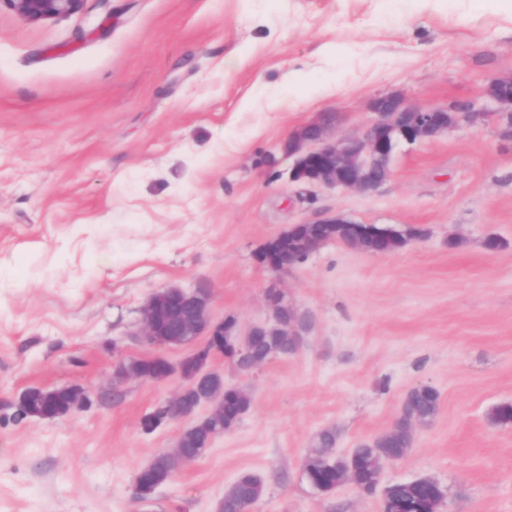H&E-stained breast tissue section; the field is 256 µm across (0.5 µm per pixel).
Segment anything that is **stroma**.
Returning a JSON list of instances; mask_svg holds the SVG:
<instances>
[{
    "instance_id": "1",
    "label": "stroma",
    "mask_w": 512,
    "mask_h": 512,
    "mask_svg": "<svg viewBox=\"0 0 512 512\" xmlns=\"http://www.w3.org/2000/svg\"><path fill=\"white\" fill-rule=\"evenodd\" d=\"M512 79V0H85L28 22L0 0V512H216L258 476L248 512H382L352 482L323 493L303 469L315 435L348 455L387 431L408 393L434 419L382 484L424 477L439 512H512V137L489 98ZM483 108L489 118L400 143L365 195L293 183L288 138L330 120L364 133L372 104ZM341 216L401 231L369 254L330 241L276 274L257 254L290 225ZM277 283L308 318L297 351L243 371L249 409L150 501L135 475L187 420L143 418L182 386L114 382L115 365L192 345L140 333L168 287L201 289L212 320L267 321ZM90 402L18 419L30 388ZM250 476L253 475H244L230 486L218 506L219 512H246L259 499L261 480L253 481Z\"/></svg>"
}]
</instances>
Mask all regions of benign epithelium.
Segmentation results:
<instances>
[{
	"label": "benign epithelium",
	"mask_w": 512,
	"mask_h": 512,
	"mask_svg": "<svg viewBox=\"0 0 512 512\" xmlns=\"http://www.w3.org/2000/svg\"><path fill=\"white\" fill-rule=\"evenodd\" d=\"M24 19L38 22L61 18L79 12L84 0H8ZM491 99L512 116V80H496L489 91ZM375 117L360 137L331 140L328 126L315 123L292 135L288 154L296 156L290 173L291 180L327 188L356 189L365 194L376 192L390 175V161L398 143L431 139L463 124H475L488 116L469 107L450 105L446 108L422 109L406 104L402 97L387 95L373 103ZM323 230L331 237L341 233L350 239L365 234L363 225L341 218L320 220ZM321 241L308 235L289 240L279 235L266 243L261 260L279 273L290 267L301 252L313 253ZM143 335L160 346H181L199 336L207 337L203 348L190 354L191 374L180 367L170 366L161 371L157 380L180 373L184 386L169 403L170 418L195 416L199 407L211 408L223 404L224 394H211L204 384L220 374L209 368L213 353L224 351V338L229 333L224 322H213L209 316V296L205 292H186L170 288L151 295L142 309ZM66 407L53 406L54 390L34 388L22 394L18 417L55 418L81 409L89 401L87 391L80 386L63 388Z\"/></svg>",
	"instance_id": "1"
}]
</instances>
